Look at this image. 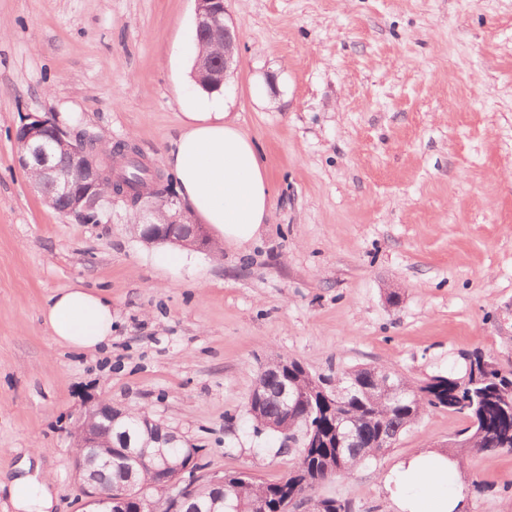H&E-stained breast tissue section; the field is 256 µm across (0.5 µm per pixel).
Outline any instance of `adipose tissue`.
<instances>
[{
  "mask_svg": "<svg viewBox=\"0 0 512 512\" xmlns=\"http://www.w3.org/2000/svg\"><path fill=\"white\" fill-rule=\"evenodd\" d=\"M189 124L163 161L188 208L212 226L224 243L244 246L267 223L272 195L255 142L224 110L219 95L187 101ZM45 322L67 348L94 351L112 341V301L76 284L50 296ZM460 463L427 450L399 462L383 478L394 512H464ZM9 494L15 512H51V485L40 475L14 478Z\"/></svg>",
  "mask_w": 512,
  "mask_h": 512,
  "instance_id": "1",
  "label": "adipose tissue"
}]
</instances>
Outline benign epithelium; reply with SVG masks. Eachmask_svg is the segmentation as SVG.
I'll return each mask as SVG.
<instances>
[{
  "instance_id": "7a95c632",
  "label": "benign epithelium",
  "mask_w": 512,
  "mask_h": 512,
  "mask_svg": "<svg viewBox=\"0 0 512 512\" xmlns=\"http://www.w3.org/2000/svg\"><path fill=\"white\" fill-rule=\"evenodd\" d=\"M196 37L222 48L218 56L200 55L195 62L199 77L214 88L224 86L227 74L236 64L239 31L226 21L224 0H195ZM19 147L17 164L34 174L33 186L41 192L45 202L58 213L72 216L82 222L98 215L105 204L124 198L123 193L112 187L109 194L102 192L106 184H113L112 156L96 155L80 143L76 132L63 128L55 120L30 113L15 131ZM140 236L148 244H169L200 251H208L211 239L206 225L197 224L186 216L178 205L177 197L170 194L161 199L147 198L139 210ZM122 409L110 403H100L84 415L74 434V441L86 454L75 455L74 475L78 481L88 512H155L153 490L165 500L170 512H182L191 499L193 484L186 474L199 469L198 452L191 453L178 463L170 462L166 448L183 447V439L159 423L146 419L144 426L155 431L154 439L138 444L126 432L117 433L120 448L136 464H153L155 479L140 484L135 473L109 495L98 491L92 477L96 463L112 462V455L99 459L90 450L101 447L100 430L112 429ZM218 501L233 490L230 478L213 473L205 477ZM137 504V510L129 504Z\"/></svg>"
}]
</instances>
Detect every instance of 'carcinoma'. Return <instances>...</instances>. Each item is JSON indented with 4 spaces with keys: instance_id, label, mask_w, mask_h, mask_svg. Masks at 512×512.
Returning <instances> with one entry per match:
<instances>
[{
    "instance_id": "carcinoma-1",
    "label": "carcinoma",
    "mask_w": 512,
    "mask_h": 512,
    "mask_svg": "<svg viewBox=\"0 0 512 512\" xmlns=\"http://www.w3.org/2000/svg\"><path fill=\"white\" fill-rule=\"evenodd\" d=\"M121 179L133 196L152 184L159 196L172 191L158 169L130 153L125 155ZM463 359V374L450 372L422 385L385 366L338 372L326 381L293 360L288 371L262 381L266 397L257 406H246L247 413L258 433L309 430L322 433L323 439L315 448L302 449L288 475L278 481L261 482L248 475L236 482L237 489L224 501V512H252L257 502L264 503L266 512H277L287 497H312L324 481L348 478L377 460L383 452L376 442L378 435L394 443L434 410L446 409L466 421L460 431L461 447L469 453L512 452V363L503 364L478 349L463 354ZM284 385L299 394L287 406L280 399ZM332 385L346 393L335 400L326 398L322 392H331ZM349 429L358 431L361 446L337 449V432ZM130 464L121 449H112V467L101 471L98 487L106 493L121 483Z\"/></svg>"
}]
</instances>
